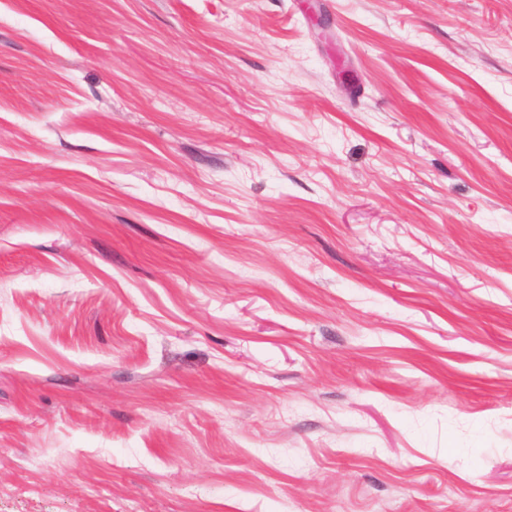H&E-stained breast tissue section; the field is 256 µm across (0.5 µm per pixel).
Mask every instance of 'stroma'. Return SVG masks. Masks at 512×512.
Returning <instances> with one entry per match:
<instances>
[{"mask_svg":"<svg viewBox=\"0 0 512 512\" xmlns=\"http://www.w3.org/2000/svg\"><path fill=\"white\" fill-rule=\"evenodd\" d=\"M0 512H512V0H0Z\"/></svg>","mask_w":512,"mask_h":512,"instance_id":"obj_1","label":"stroma"}]
</instances>
